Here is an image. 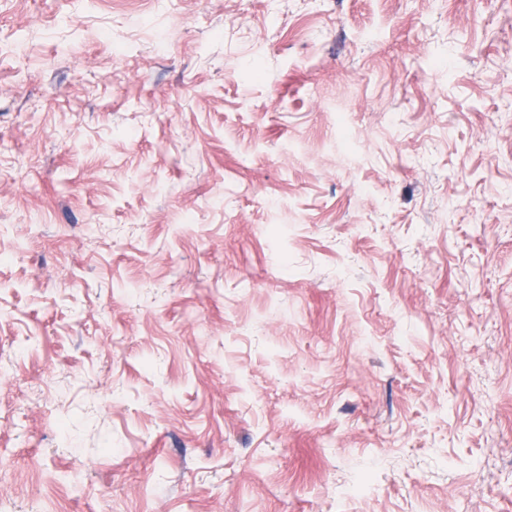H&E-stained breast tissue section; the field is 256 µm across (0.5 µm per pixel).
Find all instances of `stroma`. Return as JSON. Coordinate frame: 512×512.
I'll return each instance as SVG.
<instances>
[{
	"instance_id": "1",
	"label": "stroma",
	"mask_w": 512,
	"mask_h": 512,
	"mask_svg": "<svg viewBox=\"0 0 512 512\" xmlns=\"http://www.w3.org/2000/svg\"><path fill=\"white\" fill-rule=\"evenodd\" d=\"M0 254V512H512V0H0Z\"/></svg>"
}]
</instances>
